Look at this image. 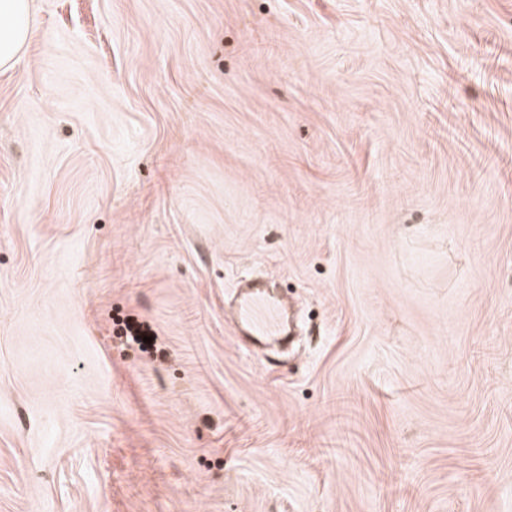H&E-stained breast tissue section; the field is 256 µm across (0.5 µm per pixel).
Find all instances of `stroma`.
I'll list each match as a JSON object with an SVG mask.
<instances>
[{
  "label": "stroma",
  "instance_id": "stroma-1",
  "mask_svg": "<svg viewBox=\"0 0 512 512\" xmlns=\"http://www.w3.org/2000/svg\"><path fill=\"white\" fill-rule=\"evenodd\" d=\"M29 5L0 512H512V0ZM235 288L231 303L235 327L251 347L266 349L290 333L291 319L280 296L250 281L240 280Z\"/></svg>",
  "mask_w": 512,
  "mask_h": 512
}]
</instances>
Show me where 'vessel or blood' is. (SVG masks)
I'll list each match as a JSON object with an SVG mask.
<instances>
[{
	"instance_id": "obj_1",
	"label": "vessel or blood",
	"mask_w": 512,
	"mask_h": 512,
	"mask_svg": "<svg viewBox=\"0 0 512 512\" xmlns=\"http://www.w3.org/2000/svg\"><path fill=\"white\" fill-rule=\"evenodd\" d=\"M231 307L239 335L255 349H266L291 331V319L281 297L262 284L238 281Z\"/></svg>"
}]
</instances>
